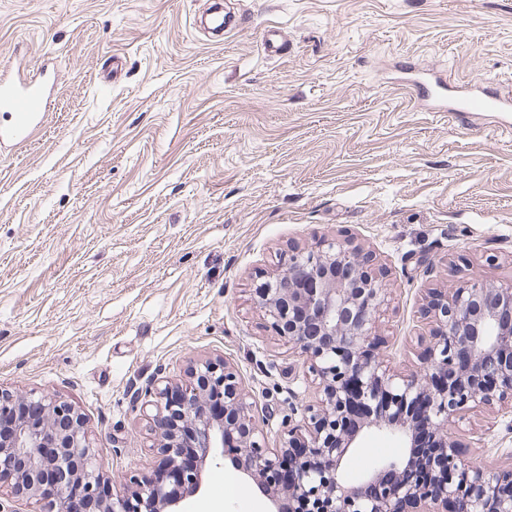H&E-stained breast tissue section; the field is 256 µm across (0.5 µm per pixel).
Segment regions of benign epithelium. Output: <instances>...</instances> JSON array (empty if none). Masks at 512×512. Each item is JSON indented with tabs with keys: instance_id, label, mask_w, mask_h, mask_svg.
I'll use <instances>...</instances> for the list:
<instances>
[{
	"instance_id": "1",
	"label": "benign epithelium",
	"mask_w": 512,
	"mask_h": 512,
	"mask_svg": "<svg viewBox=\"0 0 512 512\" xmlns=\"http://www.w3.org/2000/svg\"><path fill=\"white\" fill-rule=\"evenodd\" d=\"M387 295L373 254L352 240L324 237L290 250L251 297L313 375L319 399L303 428L267 447L235 365L219 356L194 361L187 380L156 379L145 390L160 461L110 498L85 418L71 403L0 389V488L10 492L0 512H18L13 504L24 500L41 502L40 512H182L216 456L254 483L269 512H512V469L461 460L450 432L477 409L512 414V320L500 317L503 306L512 312V280L430 289L429 334L408 373L389 368L388 340L377 333ZM418 407L438 454L425 481L416 478ZM368 429L401 435L406 452L349 485L341 464ZM186 447L198 454L185 466Z\"/></svg>"
}]
</instances>
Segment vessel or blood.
<instances>
[{
	"mask_svg": "<svg viewBox=\"0 0 512 512\" xmlns=\"http://www.w3.org/2000/svg\"><path fill=\"white\" fill-rule=\"evenodd\" d=\"M264 53L270 57L283 54L286 40L280 27L267 25L260 32ZM54 88L42 77L15 74L0 76V112L7 114L8 124L0 125V144H27L51 106ZM462 112H512V100L495 95L464 99Z\"/></svg>",
	"mask_w": 512,
	"mask_h": 512,
	"instance_id": "b4317fda",
	"label": "vessel or blood"
}]
</instances>
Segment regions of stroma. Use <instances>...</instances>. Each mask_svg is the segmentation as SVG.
Instances as JSON below:
<instances>
[{
  "instance_id": "obj_1",
  "label": "stroma",
  "mask_w": 512,
  "mask_h": 512,
  "mask_svg": "<svg viewBox=\"0 0 512 512\" xmlns=\"http://www.w3.org/2000/svg\"><path fill=\"white\" fill-rule=\"evenodd\" d=\"M206 3L0 0V69L57 84L31 142L0 148V388L75 406L118 486L157 461L135 392L190 360L237 366L268 447L302 424L312 376L250 297L289 247L372 251L399 370L428 289L512 279V113L438 112L406 85L416 67L512 89V0H224L220 42L194 25ZM266 24L284 55L263 53ZM451 429L464 460L512 467L507 418ZM404 449L362 433L343 476ZM184 510L267 506L221 460Z\"/></svg>"
}]
</instances>
